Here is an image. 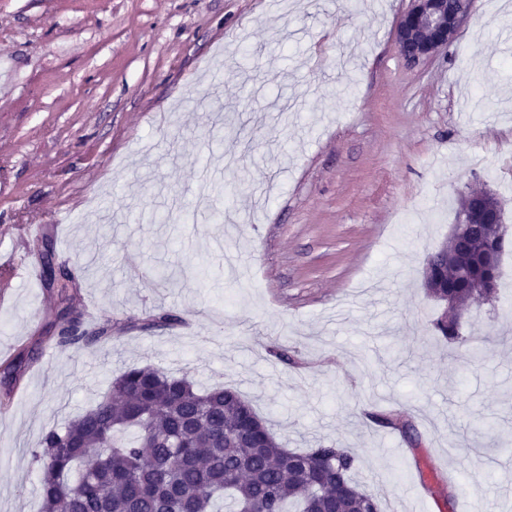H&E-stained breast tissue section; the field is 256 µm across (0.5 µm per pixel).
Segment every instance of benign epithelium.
Masks as SVG:
<instances>
[{"label": "benign epithelium", "instance_id": "benign-epithelium-1", "mask_svg": "<svg viewBox=\"0 0 512 512\" xmlns=\"http://www.w3.org/2000/svg\"><path fill=\"white\" fill-rule=\"evenodd\" d=\"M468 16L465 9L448 12V0H410L395 29V41L405 63L415 66L438 57ZM480 217L479 209H466L451 237L476 229Z\"/></svg>", "mask_w": 512, "mask_h": 512}]
</instances>
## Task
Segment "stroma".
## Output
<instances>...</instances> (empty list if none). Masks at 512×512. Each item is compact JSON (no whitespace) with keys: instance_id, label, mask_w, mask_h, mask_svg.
<instances>
[{"instance_id":"obj_1","label":"stroma","mask_w":512,"mask_h":512,"mask_svg":"<svg viewBox=\"0 0 512 512\" xmlns=\"http://www.w3.org/2000/svg\"><path fill=\"white\" fill-rule=\"evenodd\" d=\"M408 6L0 0V267L53 243L85 328L112 331L61 349L56 294L0 287V365L41 353L0 407V512H38L44 430L145 365L235 388L289 448H355L384 512H512V0H472L418 67ZM468 186L508 243L497 301L462 318L475 359L424 287ZM432 325L434 333L456 346L459 356L472 358L478 353V347L462 336L460 320L448 316L447 312L438 317Z\"/></svg>"}]
</instances>
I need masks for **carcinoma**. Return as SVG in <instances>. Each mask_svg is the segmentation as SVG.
<instances>
[{"instance_id": "1", "label": "carcinoma", "mask_w": 512, "mask_h": 512, "mask_svg": "<svg viewBox=\"0 0 512 512\" xmlns=\"http://www.w3.org/2000/svg\"><path fill=\"white\" fill-rule=\"evenodd\" d=\"M491 202L478 235L432 253L425 271L429 295L448 305L433 331L467 358L478 347L448 313L476 298L496 299L505 245L502 208ZM38 274L63 300L76 287L50 245ZM82 324L81 315L63 311L57 345L79 349L107 339ZM374 420L399 430L410 447L421 444L410 423L392 414ZM32 458L43 512H383L378 496L353 479L355 449L321 441L288 449L237 390L199 391L153 366L128 368L90 409L45 430Z\"/></svg>"}]
</instances>
